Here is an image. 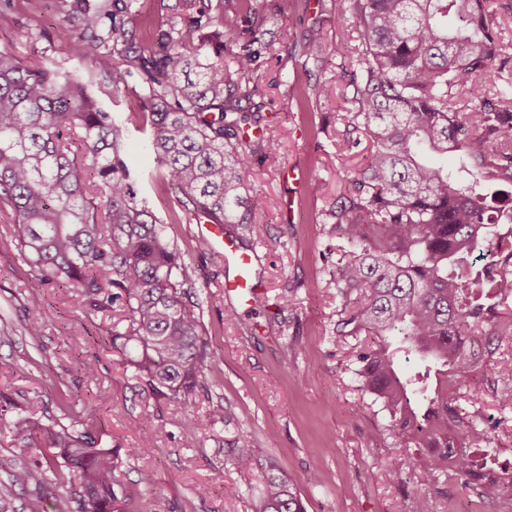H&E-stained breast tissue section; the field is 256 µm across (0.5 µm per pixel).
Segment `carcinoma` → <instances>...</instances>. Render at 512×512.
Segmentation results:
<instances>
[{"instance_id":"carcinoma-1","label":"carcinoma","mask_w":512,"mask_h":512,"mask_svg":"<svg viewBox=\"0 0 512 512\" xmlns=\"http://www.w3.org/2000/svg\"><path fill=\"white\" fill-rule=\"evenodd\" d=\"M362 46L349 61L351 87L343 148L371 139L360 173L365 194L328 211L350 250L327 287L359 307L338 336L369 338L357 355L360 387L389 415L397 438L394 470L414 466L429 488L453 470L487 497L490 431L467 418L460 400L480 401L475 375L512 339V53L488 0H351ZM224 22L236 51L208 50L200 32ZM131 5L92 8L71 0L69 46L91 58L115 87L138 75L146 94L131 102L149 123L150 146L169 194L213 224H249L262 209L247 180L259 142L241 135L256 122L241 102L262 42L248 16L221 20L206 0H182V16L155 52L135 41ZM81 131L82 151L72 130ZM125 130L86 82L54 66L0 50V211L41 280L77 284L88 311L124 304L112 347L134 349L136 377L152 394L185 402L204 384L203 314L180 252L139 198L122 153ZM458 155L449 170L422 149ZM417 354L425 372L404 373L394 345ZM103 448L96 434L61 428L46 466L13 473L38 486L66 467L82 512H128L117 473L122 455L153 447ZM254 460L242 435L232 462ZM259 512H307L294 480L269 463Z\"/></svg>"}]
</instances>
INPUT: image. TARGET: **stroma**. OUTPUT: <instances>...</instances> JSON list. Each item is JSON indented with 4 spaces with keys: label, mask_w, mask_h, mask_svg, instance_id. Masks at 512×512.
<instances>
[{
    "label": "stroma",
    "mask_w": 512,
    "mask_h": 512,
    "mask_svg": "<svg viewBox=\"0 0 512 512\" xmlns=\"http://www.w3.org/2000/svg\"><path fill=\"white\" fill-rule=\"evenodd\" d=\"M176 0H132L137 40L159 48L160 31L172 18ZM254 10L264 45L250 83L259 119L248 135L261 142L248 177L264 208L251 223L236 226L243 246L257 254L255 271L264 294L255 310L242 312L224 294V259L197 247V216L172 201L163 170L148 147L149 129L129 109L137 77L125 85L94 72L71 57L61 34L65 0H13L14 26L31 29L33 40L15 43L13 28H0V49L33 63L77 72L89 80L102 107L126 129L123 152L140 197L157 216L168 241L177 245L195 283L192 296L203 308L200 338L205 348V385L188 401L156 399L128 367V353L105 345L114 318L88 312L79 288L67 280L44 284L20 256L10 235L11 216L0 212V512H77L75 483L47 474L38 486L12 482L19 468L44 459L49 433L65 426L90 427L106 447L135 448L142 430L155 433L153 448L126 460L120 480L133 505L152 512H257L263 467L276 462L293 478L307 512H410L426 493L430 512H512V498L483 497L455 476L423 489L409 466L392 477L395 437L379 404L357 380L360 336H340L336 323L346 303L328 282L345 243L326 224L328 210L357 195L359 172L370 141L342 150L347 106L343 68L360 44L350 0H222L221 14ZM320 41L323 61L302 52L305 39ZM304 173L288 183L290 165ZM42 303L40 335L27 326L32 300ZM236 321H225L228 311ZM93 362L95 376L81 366ZM512 385V340H504L473 383L481 397L477 417L494 432L493 447L512 461V407L496 392ZM95 400L100 418L84 421V403ZM223 420L207 433L198 424L213 409ZM26 417L34 426L36 449L24 456L14 448ZM250 435L258 464L242 471L229 450L239 435ZM194 446H186L187 437ZM150 472L152 485L140 481Z\"/></svg>",
    "instance_id": "1"
}]
</instances>
